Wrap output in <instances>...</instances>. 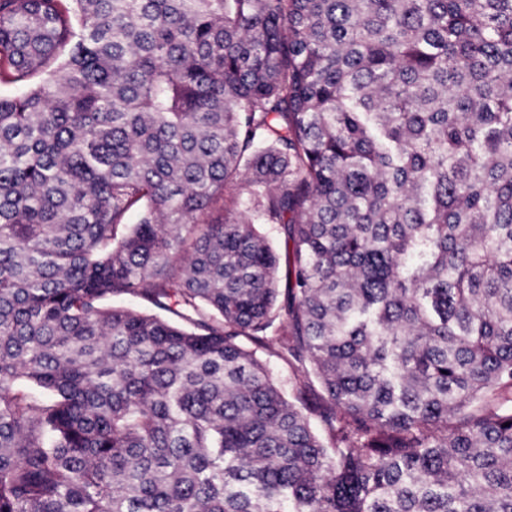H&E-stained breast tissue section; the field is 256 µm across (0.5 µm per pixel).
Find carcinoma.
<instances>
[{"label":"carcinoma","mask_w":512,"mask_h":512,"mask_svg":"<svg viewBox=\"0 0 512 512\" xmlns=\"http://www.w3.org/2000/svg\"><path fill=\"white\" fill-rule=\"evenodd\" d=\"M2 83L0 512H512V0H0Z\"/></svg>","instance_id":"1"}]
</instances>
